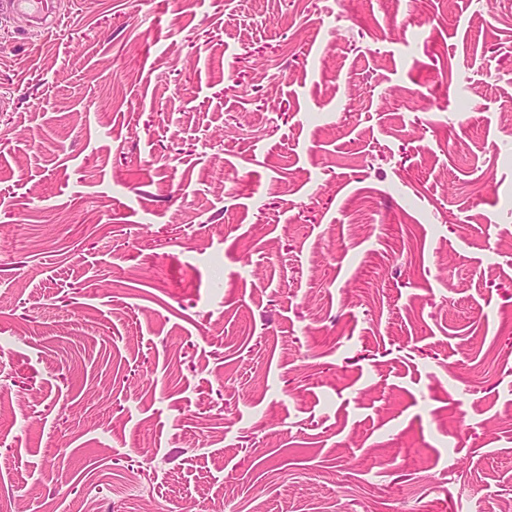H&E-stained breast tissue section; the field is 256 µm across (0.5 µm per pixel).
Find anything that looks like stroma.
<instances>
[{"label": "stroma", "instance_id": "obj_1", "mask_svg": "<svg viewBox=\"0 0 512 512\" xmlns=\"http://www.w3.org/2000/svg\"><path fill=\"white\" fill-rule=\"evenodd\" d=\"M512 504V0L0 13V512Z\"/></svg>", "mask_w": 512, "mask_h": 512}]
</instances>
